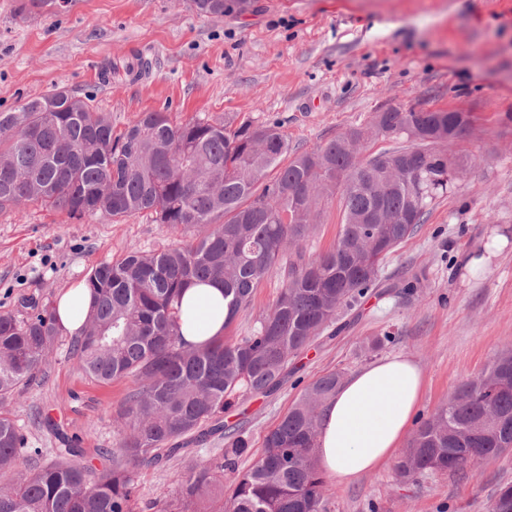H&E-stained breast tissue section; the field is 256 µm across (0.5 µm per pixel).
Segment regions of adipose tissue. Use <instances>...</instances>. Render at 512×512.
<instances>
[{
	"label": "adipose tissue",
	"mask_w": 512,
	"mask_h": 512,
	"mask_svg": "<svg viewBox=\"0 0 512 512\" xmlns=\"http://www.w3.org/2000/svg\"><path fill=\"white\" fill-rule=\"evenodd\" d=\"M84 284L66 288L54 309L64 332L78 333L90 309ZM224 287L193 284L182 295L181 327L188 346L224 334ZM424 384L419 365L397 354L353 373L323 407L318 420L319 468L348 484L394 456L416 415Z\"/></svg>",
	"instance_id": "ef3b65f1"
}]
</instances>
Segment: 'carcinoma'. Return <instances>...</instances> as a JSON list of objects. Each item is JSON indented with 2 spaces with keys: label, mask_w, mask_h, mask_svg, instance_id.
<instances>
[{
  "label": "carcinoma",
  "mask_w": 512,
  "mask_h": 512,
  "mask_svg": "<svg viewBox=\"0 0 512 512\" xmlns=\"http://www.w3.org/2000/svg\"><path fill=\"white\" fill-rule=\"evenodd\" d=\"M55 0H18L22 17L60 15ZM199 14L243 11L248 0H190ZM460 125L448 110L378 112L288 164V139L276 123L220 119L171 121L143 112L117 133L108 112L68 90L27 99L0 112V212L37 203L69 219L114 220L148 213L158 224L192 233L171 248L128 252L92 269V306L71 342L77 368L100 384L128 376L139 387L118 415L122 432L112 466L81 464L77 448L24 474V437L0 413V512H133L135 470L173 458L191 436L206 442L224 432V447L200 459L181 479L185 507L235 474L225 506L215 512H323L318 417L341 374L310 383L264 436V449L245 472L237 462L249 441L224 425V409L241 397L268 396L289 361L380 283L379 265L425 222L448 186V154L439 138ZM391 146L367 152L365 142ZM338 202L336 244L315 256L300 243L321 208ZM402 215L379 224L375 210ZM282 287L247 336L190 347L179 304L193 282L224 285L229 327L249 308L268 274ZM62 336L50 302L32 299L0 314V401L35 380ZM512 450V351L499 354L464 382L448 403L422 421L396 465L401 481L431 474L462 475L474 462ZM489 512H512V485Z\"/></svg>",
  "instance_id": "obj_1"
}]
</instances>
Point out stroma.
Wrapping results in <instances>:
<instances>
[{
	"mask_svg": "<svg viewBox=\"0 0 512 512\" xmlns=\"http://www.w3.org/2000/svg\"><path fill=\"white\" fill-rule=\"evenodd\" d=\"M0 0V111L65 88L112 115L123 130L143 112L176 122L194 117L278 123L293 152H310L393 107L462 109L477 132L460 143L467 177L439 199L424 224L382 263L381 285L343 316L341 330L318 336L288 367L277 392L239 400L224 420L250 442L239 470L263 450L266 432L319 376H342L381 358L407 354L421 366L419 415L447 402L469 377L512 350V0H250L247 10L197 14L189 0H74L68 13L16 15ZM143 52L152 71L134 79L105 66ZM186 235L140 214L71 220L36 204L0 212V314L31 298L53 300L86 281L103 262L129 250L157 252ZM484 262H476L481 250ZM413 296L396 291L412 277ZM282 285L270 272L250 307L225 330L247 335ZM383 347L361 353L368 337ZM55 347L44 374L18 388L9 412L37 465L75 442L93 469L111 466L121 432L117 414L139 382L101 385L85 378L70 353ZM206 452L185 439L177 458L136 473L144 500L159 512L180 505V478ZM512 485V453L482 460L458 476L396 480L395 463L344 485L326 478V512H488Z\"/></svg>",
	"mask_w": 512,
	"mask_h": 512,
	"instance_id": "stroma-1",
	"label": "stroma"
}]
</instances>
